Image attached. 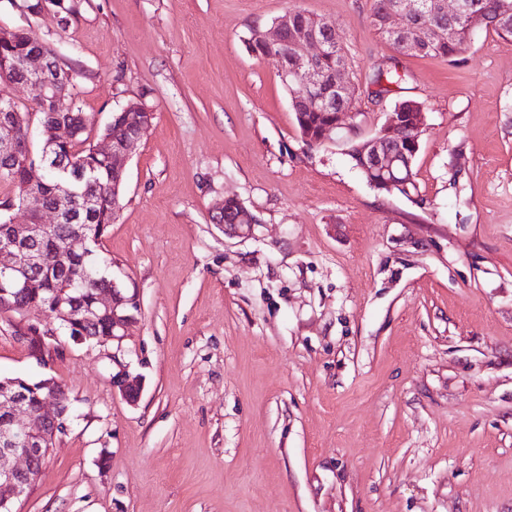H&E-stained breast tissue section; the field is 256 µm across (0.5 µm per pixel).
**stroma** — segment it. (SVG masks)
I'll return each instance as SVG.
<instances>
[{
    "label": "stroma",
    "instance_id": "1",
    "mask_svg": "<svg viewBox=\"0 0 512 512\" xmlns=\"http://www.w3.org/2000/svg\"><path fill=\"white\" fill-rule=\"evenodd\" d=\"M372 0H80L67 27L0 0L73 74L99 140L154 119L103 237L138 300L119 348L61 337L46 365L0 310V377H51L76 417L13 512H512V38L462 60L397 55ZM336 25L359 133L424 103L416 189L388 194L343 143L308 149L253 26ZM397 57L381 99L366 78ZM254 218L230 236L224 197ZM142 375L131 405L112 359ZM228 204H234L237 218L236 222L241 221L242 224H232L234 216L233 213L226 214L224 218V208ZM215 216H213L214 223L220 226L224 232L228 235H243L246 232H249L250 227L252 225L250 215L248 211L244 208L242 203L233 197L224 198V200L215 207ZM225 222V224H224Z\"/></svg>",
    "mask_w": 512,
    "mask_h": 512
}]
</instances>
